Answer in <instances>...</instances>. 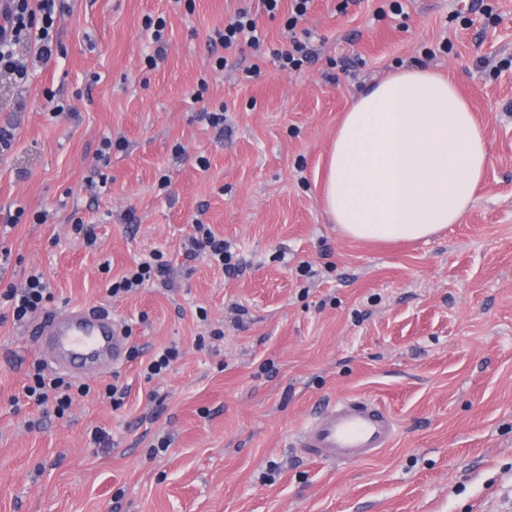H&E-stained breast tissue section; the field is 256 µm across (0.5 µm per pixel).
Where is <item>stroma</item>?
Here are the masks:
<instances>
[{"instance_id":"35a3bbf8","label":"stroma","mask_w":512,"mask_h":512,"mask_svg":"<svg viewBox=\"0 0 512 512\" xmlns=\"http://www.w3.org/2000/svg\"><path fill=\"white\" fill-rule=\"evenodd\" d=\"M472 3L403 0L381 17L384 0H314L299 27L317 56L285 72L209 46L244 6L286 46V14L260 0H65L61 55L0 91L14 135L0 156L1 279L41 270L47 311L109 307L132 342L181 356L151 381L136 360L85 375L91 394L59 417L22 396L34 367L54 372L34 323L0 318V512H512V0L489 19ZM158 15L168 46L149 69L144 22ZM418 66L449 76L485 130L475 201L427 240L346 237L320 204L338 122L368 86ZM48 89L74 118H51ZM218 107L220 139L203 118ZM100 171L106 191L89 192ZM20 207L54 219L6 226ZM199 217L241 271L186 257ZM157 251L166 282L108 294ZM114 381L129 388L118 409L96 395ZM354 395L393 415V445L349 466L302 457L307 419Z\"/></svg>"}]
</instances>
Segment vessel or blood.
Masks as SVG:
<instances>
[{
  "instance_id": "vessel-or-blood-1",
  "label": "vessel or blood",
  "mask_w": 512,
  "mask_h": 512,
  "mask_svg": "<svg viewBox=\"0 0 512 512\" xmlns=\"http://www.w3.org/2000/svg\"><path fill=\"white\" fill-rule=\"evenodd\" d=\"M65 372L102 371L118 364L128 339L106 307L71 306L43 318L36 330ZM397 432L391 415L368 397H343L320 408L302 428L303 457L339 465L367 461L389 447Z\"/></svg>"
}]
</instances>
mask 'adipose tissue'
<instances>
[{
    "label": "adipose tissue",
    "mask_w": 512,
    "mask_h": 512,
    "mask_svg": "<svg viewBox=\"0 0 512 512\" xmlns=\"http://www.w3.org/2000/svg\"><path fill=\"white\" fill-rule=\"evenodd\" d=\"M487 161L486 137L455 84L429 69L403 70L344 113L322 204L355 239L428 238L460 223Z\"/></svg>",
    "instance_id": "ef3b65f1"
}]
</instances>
